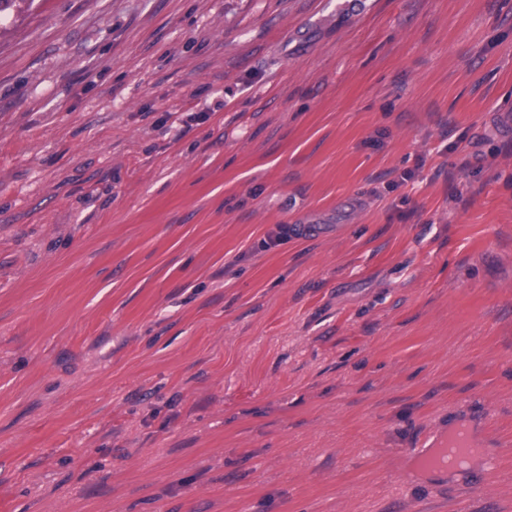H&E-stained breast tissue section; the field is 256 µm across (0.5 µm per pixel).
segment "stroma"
<instances>
[{
  "instance_id": "1",
  "label": "stroma",
  "mask_w": 512,
  "mask_h": 512,
  "mask_svg": "<svg viewBox=\"0 0 512 512\" xmlns=\"http://www.w3.org/2000/svg\"><path fill=\"white\" fill-rule=\"evenodd\" d=\"M511 121L512 0H9L0 512H512ZM455 415L457 418L448 435L455 432L460 433L463 436V441L458 448H461L462 451L475 450L479 459L478 464L449 472L450 463L437 453L442 433L435 431L423 443L422 448H410L405 452L402 459V475L407 481H418L427 476L432 478V486L447 485L448 479L456 481L458 485L468 486L477 466L486 469L495 463L497 450L489 448L495 445L487 441L482 422L463 409L456 411ZM415 466L421 471H418Z\"/></svg>"
}]
</instances>
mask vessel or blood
<instances>
[{
	"mask_svg": "<svg viewBox=\"0 0 512 512\" xmlns=\"http://www.w3.org/2000/svg\"><path fill=\"white\" fill-rule=\"evenodd\" d=\"M453 430L463 437L460 444L461 450L476 451L477 467L466 466L457 471L451 470L449 462H446L437 452L441 435L436 432L423 443L422 447L406 451L402 459V474L407 481L413 482L427 476L436 486L446 485L451 480L467 485L471 482L475 468L486 469L495 463L497 451L491 448L487 441L480 420L466 410H459L453 422Z\"/></svg>",
	"mask_w": 512,
	"mask_h": 512,
	"instance_id": "vessel-or-blood-1",
	"label": "vessel or blood"
}]
</instances>
